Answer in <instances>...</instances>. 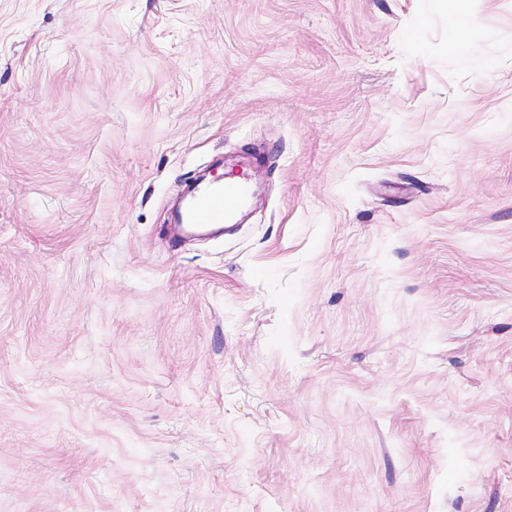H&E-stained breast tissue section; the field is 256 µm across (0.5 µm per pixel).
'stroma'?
Returning <instances> with one entry per match:
<instances>
[{"label": "stroma", "instance_id": "obj_1", "mask_svg": "<svg viewBox=\"0 0 512 512\" xmlns=\"http://www.w3.org/2000/svg\"><path fill=\"white\" fill-rule=\"evenodd\" d=\"M0 512H512V0H0ZM250 193L244 183L217 184L200 188L185 215V224H226L245 205Z\"/></svg>", "mask_w": 512, "mask_h": 512}]
</instances>
